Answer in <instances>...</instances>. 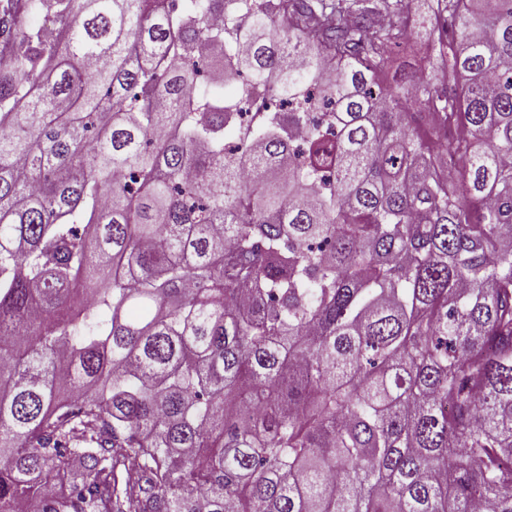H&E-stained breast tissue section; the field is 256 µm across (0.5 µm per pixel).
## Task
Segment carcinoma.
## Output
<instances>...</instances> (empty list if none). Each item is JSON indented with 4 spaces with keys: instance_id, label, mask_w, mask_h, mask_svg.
Instances as JSON below:
<instances>
[{
    "instance_id": "1",
    "label": "carcinoma",
    "mask_w": 512,
    "mask_h": 512,
    "mask_svg": "<svg viewBox=\"0 0 512 512\" xmlns=\"http://www.w3.org/2000/svg\"><path fill=\"white\" fill-rule=\"evenodd\" d=\"M508 68L512 0H0V512H512ZM431 47L429 42L420 34L415 35L405 47L394 48L389 59V74L387 83L396 86L407 76L424 71L434 84L443 85L442 76L429 64Z\"/></svg>"
}]
</instances>
